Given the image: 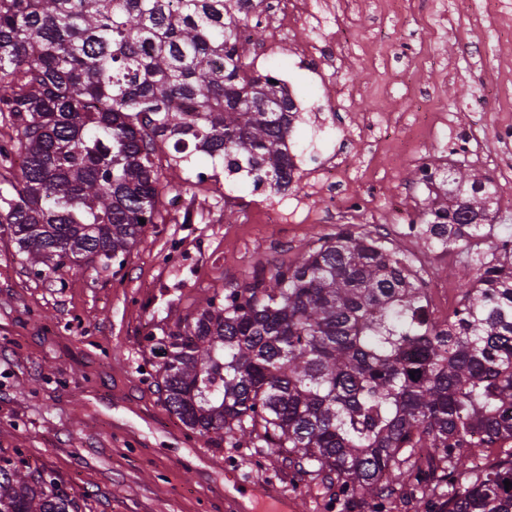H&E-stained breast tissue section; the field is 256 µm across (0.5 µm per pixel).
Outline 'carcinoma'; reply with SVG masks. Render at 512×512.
<instances>
[{"mask_svg": "<svg viewBox=\"0 0 512 512\" xmlns=\"http://www.w3.org/2000/svg\"><path fill=\"white\" fill-rule=\"evenodd\" d=\"M255 0H0V234L39 276L80 262L123 268L157 219L153 156L196 153L288 188L294 102L248 70L238 35ZM423 204L422 239L477 271L436 321L409 259L368 232L338 231L291 264L214 293L164 333L158 374L189 430L288 454L354 498L402 485L416 448H439L424 512H512V453L464 475L478 429L512 441V252L471 248L497 223L493 179L460 168ZM146 220L142 225L139 219ZM415 375H410V372ZM448 492H437L441 487ZM55 479L0 458V512H77Z\"/></svg>", "mask_w": 512, "mask_h": 512, "instance_id": "cac0c4a2", "label": "carcinoma"}]
</instances>
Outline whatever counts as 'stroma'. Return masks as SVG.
<instances>
[{"label": "stroma", "mask_w": 512, "mask_h": 512, "mask_svg": "<svg viewBox=\"0 0 512 512\" xmlns=\"http://www.w3.org/2000/svg\"><path fill=\"white\" fill-rule=\"evenodd\" d=\"M324 32L350 27L337 68L307 71L287 49L267 54L250 46L251 70L282 72L303 114L292 151L297 193L314 169L359 134L365 115L392 105L387 140L410 136V97L428 94L447 113L451 129L488 132L512 122V99L492 100L488 78L512 77V0H309ZM353 174L394 171L415 185L416 169H391L375 136H361ZM422 156L465 162L484 175H512V155L497 166L442 132L421 145ZM156 150L162 174L160 217L111 273L78 267L62 277H39L0 238V457L23 455L51 474L83 512H225L224 474L275 484L300 504L299 512H337L334 493L289 468L266 448H234L192 433L163 403L156 342L214 291L251 280L255 272L291 262L336 224H305L291 231L259 221L251 178L211 167L197 154L175 164ZM210 167L208 181L191 182L194 168ZM431 280L459 284L475 270L455 252H425Z\"/></svg>", "instance_id": "1"}]
</instances>
